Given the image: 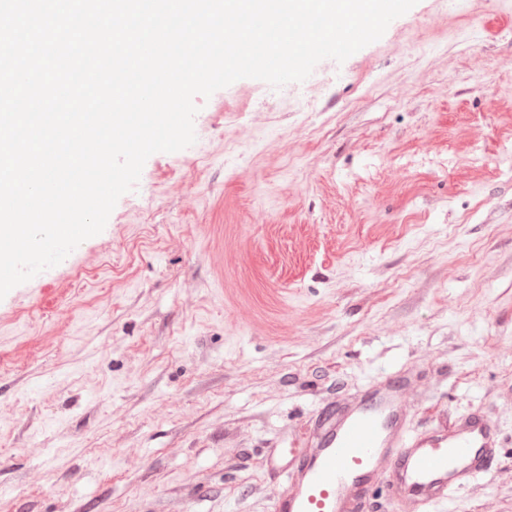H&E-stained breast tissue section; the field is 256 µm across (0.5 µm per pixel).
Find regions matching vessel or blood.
<instances>
[{
    "label": "vessel or blood",
    "instance_id": "1",
    "mask_svg": "<svg viewBox=\"0 0 512 512\" xmlns=\"http://www.w3.org/2000/svg\"><path fill=\"white\" fill-rule=\"evenodd\" d=\"M403 388L380 387L342 414L321 411L311 450L278 449L270 466L287 459L274 512H356L362 493L383 478L423 507L475 482L495 446L492 429L471 420L417 437L403 419Z\"/></svg>",
    "mask_w": 512,
    "mask_h": 512
}]
</instances>
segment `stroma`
<instances>
[{
  "instance_id": "obj_1",
  "label": "stroma",
  "mask_w": 512,
  "mask_h": 512,
  "mask_svg": "<svg viewBox=\"0 0 512 512\" xmlns=\"http://www.w3.org/2000/svg\"><path fill=\"white\" fill-rule=\"evenodd\" d=\"M104 230L0 300V512H274L271 449L408 383L478 413L512 512V0H418L344 62L196 96Z\"/></svg>"
}]
</instances>
